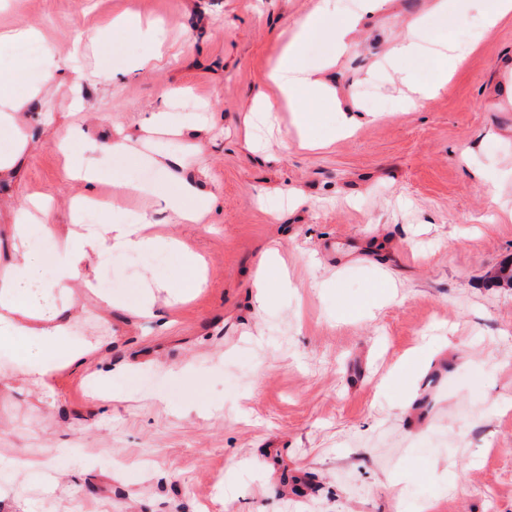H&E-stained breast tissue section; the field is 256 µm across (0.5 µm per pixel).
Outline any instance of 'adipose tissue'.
<instances>
[{
    "mask_svg": "<svg viewBox=\"0 0 512 512\" xmlns=\"http://www.w3.org/2000/svg\"><path fill=\"white\" fill-rule=\"evenodd\" d=\"M389 0H361L357 11L341 9L339 0H318L314 9L296 25L293 39L281 50L272 79L279 98L271 100L256 95L251 112L255 120L273 123L278 101L294 98L308 103L332 104L333 98L327 85L315 78L300 63L299 50L310 38L323 35L330 38L337 53L347 52L354 44L363 14L374 12L387 5ZM431 53L440 61H454L462 57L461 46L445 40L425 43L416 30L392 45L388 61H414L424 53ZM26 64H18L0 85V127L13 132L14 147L25 150L29 145L24 121L31 117L41 89L25 81ZM100 144L93 143L80 149L71 158L66 177L84 183L87 191L73 203L74 213L97 205L93 192L101 179L96 153ZM168 209L179 220L196 222L214 208L213 195L200 193L192 184L183 185L179 194L165 197ZM152 217L148 212L132 213L113 207L111 222L96 228L86 227L75 231L67 229L55 234L56 257L51 271H43L35 258L33 241L38 226L32 224L28 209L18 208L13 214L7 237L13 257L0 264V346L25 350L34 346L27 380L49 389L61 365L84 366L92 359H105L112 352L111 337L100 336L78 346H66L63 336L69 334L72 323L62 315L61 301L70 297L77 288L94 292L99 305L112 309V297L97 289L90 275L93 256L106 249L129 252L170 251L174 241L159 240L146 234L145 228Z\"/></svg>",
    "mask_w": 512,
    "mask_h": 512,
    "instance_id": "adipose-tissue-1",
    "label": "adipose tissue"
}]
</instances>
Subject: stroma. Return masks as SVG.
I'll list each match as a JSON object with an SVG mask.
<instances>
[{
    "instance_id": "1",
    "label": "stroma",
    "mask_w": 512,
    "mask_h": 512,
    "mask_svg": "<svg viewBox=\"0 0 512 512\" xmlns=\"http://www.w3.org/2000/svg\"><path fill=\"white\" fill-rule=\"evenodd\" d=\"M315 2L0 0V32L43 30L61 63L51 78L28 71L44 120L0 185V226L36 197L70 224L82 187L65 179L57 138L107 143L139 135L152 112H192L138 157L102 155L97 193L143 174L148 193L130 209L205 263L199 288L170 254L117 271L111 315L82 302L64 342L115 337L105 379L63 368L45 392L0 348V512H512V287L489 282L512 258V15L484 28L471 0L456 17L392 0L365 17L355 49L318 37L302 65L364 115L335 138L340 113L311 105L324 146L308 150L284 106L248 149L250 100L275 95L267 74ZM123 11L157 25L162 62L128 73L147 47L121 37L72 64L75 35ZM415 18L426 41L471 47L417 112L396 106L401 76L431 82L437 60L382 65ZM101 70L124 77L106 87ZM190 178L217 196L200 224L155 206ZM268 250L291 285L261 300ZM149 295L150 318L138 313Z\"/></svg>"
}]
</instances>
